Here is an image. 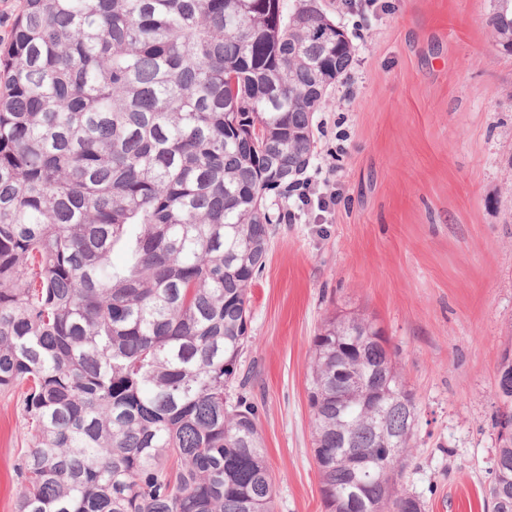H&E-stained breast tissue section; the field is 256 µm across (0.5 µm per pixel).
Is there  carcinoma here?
Instances as JSON below:
<instances>
[{"label":"carcinoma","mask_w":512,"mask_h":512,"mask_svg":"<svg viewBox=\"0 0 512 512\" xmlns=\"http://www.w3.org/2000/svg\"><path fill=\"white\" fill-rule=\"evenodd\" d=\"M298 2L23 0L0 41V391L21 389L29 436L16 512H276L241 393L251 286L356 52ZM488 25L512 53V0ZM396 358L360 313L313 338L326 512H424L400 484L417 407ZM508 421L512 406L487 512H512Z\"/></svg>","instance_id":"1"}]
</instances>
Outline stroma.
I'll return each mask as SVG.
<instances>
[{"label":"stroma","mask_w":512,"mask_h":512,"mask_svg":"<svg viewBox=\"0 0 512 512\" xmlns=\"http://www.w3.org/2000/svg\"><path fill=\"white\" fill-rule=\"evenodd\" d=\"M318 0L356 47L316 113L307 174L335 206L273 225L252 287L245 389L277 512H325L306 379L332 310L370 315L416 398L404 483L425 512H484L498 446V368L512 350V54L492 0ZM27 448L0 392V512Z\"/></svg>","instance_id":"obj_1"}]
</instances>
